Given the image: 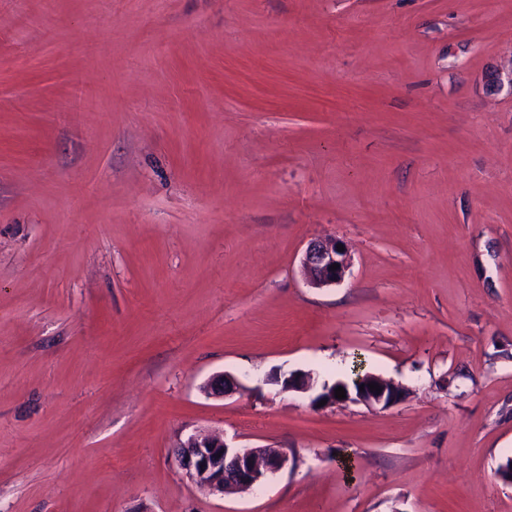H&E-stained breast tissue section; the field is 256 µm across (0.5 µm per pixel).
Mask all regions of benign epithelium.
<instances>
[{
  "instance_id": "1",
  "label": "benign epithelium",
  "mask_w": 512,
  "mask_h": 512,
  "mask_svg": "<svg viewBox=\"0 0 512 512\" xmlns=\"http://www.w3.org/2000/svg\"><path fill=\"white\" fill-rule=\"evenodd\" d=\"M339 241L317 239L308 243L301 258V270L308 283L317 288H326L340 283L350 266L347 251H338ZM338 265L335 270L332 265ZM269 381L281 387L284 392H307L312 389L311 375L293 373L285 377L274 375ZM372 383L379 385L381 392L370 390L364 382V390L351 394L346 400L361 402L369 407L386 408L400 401L398 386L376 376ZM238 388L237 379L222 373L210 378L201 392L208 398H225ZM176 465L202 492L224 494L237 488H252L261 485L266 477L285 468L289 462L288 453L282 448L259 446L253 448L231 447L221 435L192 434L173 449Z\"/></svg>"
}]
</instances>
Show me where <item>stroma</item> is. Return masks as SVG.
<instances>
[{
    "label": "stroma",
    "instance_id": "1",
    "mask_svg": "<svg viewBox=\"0 0 512 512\" xmlns=\"http://www.w3.org/2000/svg\"><path fill=\"white\" fill-rule=\"evenodd\" d=\"M355 367L402 400L262 382ZM208 431L295 463L205 494ZM510 458L512 0H0V512H512ZM336 239H317L308 243L301 258V270L308 283L317 288H326L339 284L350 266L347 250L339 252ZM338 264L336 270L330 266ZM237 379L229 374L222 373L210 378L203 386L201 392L208 398H225L238 388ZM374 379L364 382V391H359L354 394H351L349 390L346 391V398L338 399L335 398V391L330 394L329 400H326V404L336 403V400L343 401H353V402H361L369 407H377L386 408L392 406L400 401L402 390L398 385H392L389 381H386L376 375H373ZM374 383L378 384L381 389V393H377V391H370L369 384ZM388 387L390 389V393H388ZM400 390H399V389Z\"/></svg>",
    "mask_w": 512,
    "mask_h": 512
}]
</instances>
